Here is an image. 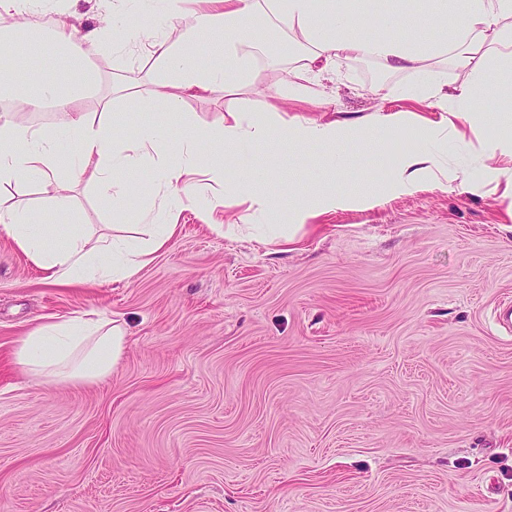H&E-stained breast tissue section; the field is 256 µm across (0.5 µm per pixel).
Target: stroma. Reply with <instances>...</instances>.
Wrapping results in <instances>:
<instances>
[{
  "instance_id": "1",
  "label": "stroma",
  "mask_w": 512,
  "mask_h": 512,
  "mask_svg": "<svg viewBox=\"0 0 512 512\" xmlns=\"http://www.w3.org/2000/svg\"><path fill=\"white\" fill-rule=\"evenodd\" d=\"M61 6L77 35L107 26L120 40L155 4L33 0L32 27L48 32ZM250 38L246 111L438 117L407 96L423 74L373 58L339 61L294 95L295 59L275 49L287 27ZM88 59L121 133L182 135L184 120L224 114L220 85L177 116L136 108L130 94L148 98L155 77L142 45ZM381 142L336 148L349 185L378 203L323 216L289 251L238 228L245 208L223 207L218 186L180 212L166 250L100 288L44 283L0 233V512H512V332L497 321L512 298V215L483 189L385 193L399 159L427 143L416 128ZM326 160L319 146L245 145L229 166L253 171L258 193L301 197L334 181ZM5 194L43 224L111 221L82 184L63 213L34 183ZM92 310L127 327L110 377L46 388L13 363L30 327Z\"/></svg>"
}]
</instances>
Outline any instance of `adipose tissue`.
<instances>
[{"label": "adipose tissue", "instance_id": "1", "mask_svg": "<svg viewBox=\"0 0 512 512\" xmlns=\"http://www.w3.org/2000/svg\"><path fill=\"white\" fill-rule=\"evenodd\" d=\"M23 0H0V14L15 16L25 63L17 75L0 80V97L22 107L51 102L53 125H34L0 114V190L22 183L40 184L55 203L66 200L74 184L85 183L111 213L127 200L159 192L175 200V210L196 204L206 182L225 185L224 204H247L248 214L277 216V198L250 199V176L238 172L228 181L223 164H208L215 155L243 142L261 147L273 141L298 152L309 144L333 145L366 138L369 129L393 134L416 124L410 112H376L363 120L323 122L301 115L265 112L246 116L233 100L246 82L249 56L245 49L249 23L269 12L287 24L290 38L284 52H296L299 79L342 60L378 59L392 71H428L439 65L455 69L461 80L452 90L438 82L415 86L413 98L440 114L427 123L431 142L464 141L463 126L481 128L484 178L475 180L468 168L449 164L432 151L403 157L386 182L392 195L407 194L421 184L440 190L474 189L483 185L499 195L512 213V63H504L512 47V0H162L168 17L180 19L177 37L157 29L152 46L160 76L150 97L155 106L177 113L182 101L223 84L227 98L221 122H191L187 136L163 126L140 128L135 136L116 137L111 125L84 111L81 103L96 73L87 65V43L111 46L112 34L101 28L91 38L77 37L65 11H58L55 29L45 39L29 35L23 21ZM495 81L502 102L489 103L484 86ZM68 169H60L61 157ZM153 179L144 182L141 171ZM376 202L368 190L333 185L313 197L289 200V223L272 225L268 241L294 245L297 233L323 215L369 208ZM139 224H126L121 234L95 231L78 224L66 231L39 224L28 208L0 197V231L44 273L50 285H105L131 279L153 255L165 249L176 227L151 223L143 212ZM128 336L122 321L98 311L52 319L21 336L13 358L38 383L93 384L109 376L122 359Z\"/></svg>", "mask_w": 512, "mask_h": 512}]
</instances>
